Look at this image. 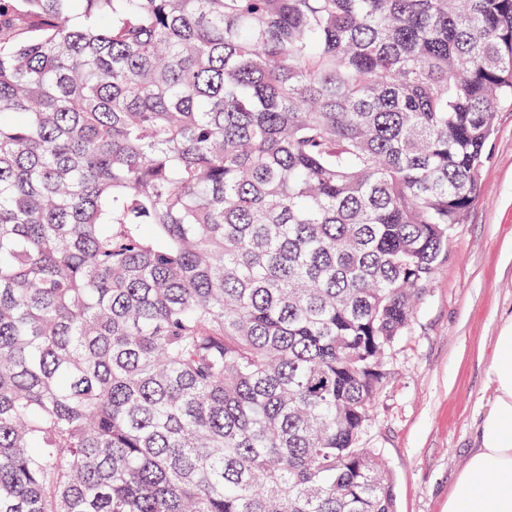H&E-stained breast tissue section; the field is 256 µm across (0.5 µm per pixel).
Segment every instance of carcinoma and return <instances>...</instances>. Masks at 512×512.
<instances>
[{
  "mask_svg": "<svg viewBox=\"0 0 512 512\" xmlns=\"http://www.w3.org/2000/svg\"><path fill=\"white\" fill-rule=\"evenodd\" d=\"M511 100L512 0H0V512H396Z\"/></svg>",
  "mask_w": 512,
  "mask_h": 512,
  "instance_id": "cac0c4a2",
  "label": "carcinoma"
}]
</instances>
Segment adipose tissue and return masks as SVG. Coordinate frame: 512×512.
<instances>
[{
	"label": "adipose tissue",
	"instance_id": "adipose-tissue-1",
	"mask_svg": "<svg viewBox=\"0 0 512 512\" xmlns=\"http://www.w3.org/2000/svg\"><path fill=\"white\" fill-rule=\"evenodd\" d=\"M488 374L497 391L447 512H512V322L500 330Z\"/></svg>",
	"mask_w": 512,
	"mask_h": 512
}]
</instances>
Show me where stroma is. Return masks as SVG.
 Instances as JSON below:
<instances>
[{
	"mask_svg": "<svg viewBox=\"0 0 512 512\" xmlns=\"http://www.w3.org/2000/svg\"><path fill=\"white\" fill-rule=\"evenodd\" d=\"M482 194L391 346L363 444L378 449L397 512H445L448 494L494 399L493 338L512 315V104L498 114Z\"/></svg>",
	"mask_w": 512,
	"mask_h": 512,
	"instance_id": "stroma-1",
	"label": "stroma"
}]
</instances>
